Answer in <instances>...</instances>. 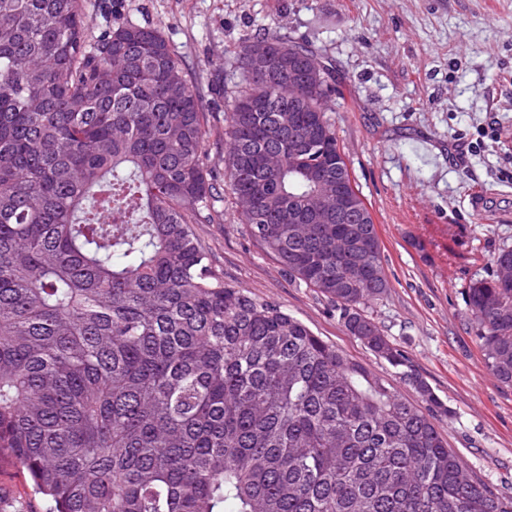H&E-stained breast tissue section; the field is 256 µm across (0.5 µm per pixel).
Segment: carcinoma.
Instances as JSON below:
<instances>
[{"label": "carcinoma", "instance_id": "cac0c4a2", "mask_svg": "<svg viewBox=\"0 0 512 512\" xmlns=\"http://www.w3.org/2000/svg\"><path fill=\"white\" fill-rule=\"evenodd\" d=\"M84 0H0V457L46 512H512L468 477L443 407L361 309L376 225L290 224L350 176L328 67L270 33L236 52L224 187L288 277L402 370L425 409L277 304L216 274L190 225L216 195L199 96L164 37L87 38ZM313 76L288 101V63ZM489 371L512 385V248L470 282Z\"/></svg>", "mask_w": 512, "mask_h": 512}]
</instances>
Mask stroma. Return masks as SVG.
I'll use <instances>...</instances> for the list:
<instances>
[{
    "label": "stroma",
    "mask_w": 512,
    "mask_h": 512,
    "mask_svg": "<svg viewBox=\"0 0 512 512\" xmlns=\"http://www.w3.org/2000/svg\"><path fill=\"white\" fill-rule=\"evenodd\" d=\"M111 19L159 30L206 112L215 220L194 225L213 271L276 303L348 357L420 398L349 335L337 304L285 276L224 192L233 49L273 31L329 68L336 138L378 228L387 292L364 307L445 403L433 422L466 470L512 497V386L487 369L465 303L512 247V0H112ZM0 462V512H44Z\"/></svg>",
    "instance_id": "stroma-1"
}]
</instances>
